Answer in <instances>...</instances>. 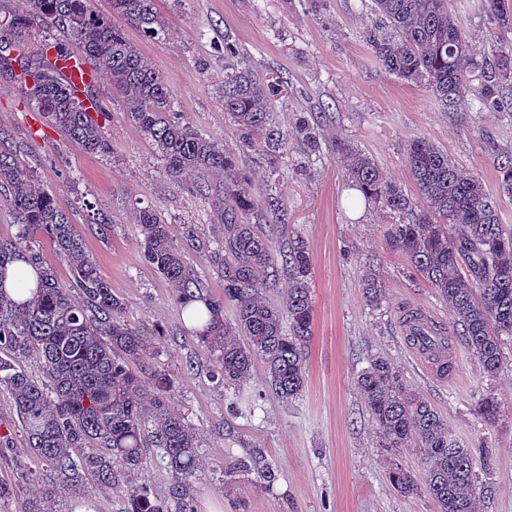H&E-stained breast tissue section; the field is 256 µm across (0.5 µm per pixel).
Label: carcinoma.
<instances>
[{"label": "carcinoma", "instance_id": "cac0c4a2", "mask_svg": "<svg viewBox=\"0 0 512 512\" xmlns=\"http://www.w3.org/2000/svg\"><path fill=\"white\" fill-rule=\"evenodd\" d=\"M110 15L92 0H21L0 20V60L17 65L18 78L30 83L28 100L46 125L87 154H108L111 145L92 115L94 100L63 77L71 53L62 42L44 44L39 61L27 49L36 24L62 32L78 45L75 66L90 76L105 73L125 104L129 119L152 142L163 173L176 184H191L205 199L217 200V247L201 241L196 225L186 224L182 243L171 224L151 206L135 208L144 260L169 283L173 299L192 323L198 345L215 356L211 378L226 387L247 381L255 361L264 364L265 388L281 400L297 397L305 379V350L312 335L313 306L308 280L312 261L306 241L290 240L277 255L252 215L263 206L280 211L283 201L270 188L248 180L245 160L181 121L173 95L151 62L111 21L118 16L148 37L165 35L155 0H110ZM486 16L512 30V9L505 0H484ZM375 17L365 39L373 57L389 74L420 84L450 110L465 104L479 81L477 111L504 108L503 89L512 87V43L492 59L478 60L457 22L450 0H371ZM237 47L224 42V112L237 127L243 150L264 156L274 176L288 155V135L307 153L321 147L318 122L297 114L292 132L274 120L279 84L262 79L238 60ZM348 181L396 218L387 229L391 248L406 257L413 275L425 280L448 303L452 332L460 337L488 377L503 365L505 339L512 338V230L501 224L499 201L479 177L464 175L448 154L431 141L415 139L407 163L421 202L385 180L368 154L336 142ZM499 195L512 198V156L499 163ZM0 205L12 215L17 232L0 237V387L33 457L59 481L73 486L91 476L101 485L125 492L126 512H196L193 483L199 470L195 428L171 410L168 374L155 370L151 390L141 374L149 367L154 344L124 319L126 304L112 292L72 223L33 169L23 165L8 131L0 128ZM45 233L56 261L40 247ZM207 253L224 280L213 294L187 265L184 251ZM22 259L37 271L34 289L22 302L4 296L6 271ZM67 267L65 283L57 264ZM288 268L291 286L285 307L262 293L264 282ZM364 296L379 307L385 286L369 273ZM234 317L224 319V306ZM34 359L42 379L20 363ZM358 389L380 433L381 447L392 454L422 448L428 468L426 490L439 512H475L473 455L452 438L448 423L413 392L387 358L377 356L361 372ZM495 421L501 403L483 396L475 408ZM157 449L167 487L158 494L133 481L146 464L144 448ZM267 482L275 473L260 456L240 461ZM392 486L410 495L418 484L393 464Z\"/></svg>", "mask_w": 512, "mask_h": 512}]
</instances>
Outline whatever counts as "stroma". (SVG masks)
<instances>
[{
  "mask_svg": "<svg viewBox=\"0 0 512 512\" xmlns=\"http://www.w3.org/2000/svg\"><path fill=\"white\" fill-rule=\"evenodd\" d=\"M476 58L491 57L498 37L483 13L482 0H451ZM168 35L157 41L134 25L129 38L163 76L185 121L231 152H240L238 132L224 112V45L234 43L241 59L284 90L275 112L291 128L299 112L323 116V149L304 157L289 141L277 191L283 213L259 209L253 220L269 234L274 250L301 236L312 254L309 291L314 309L306 348L305 384L291 401L266 393L264 368L224 388L210 379L213 356L198 346L189 322L176 307L167 281L147 265L134 221V204L159 209L172 226L197 225L216 236L214 208L171 182L153 146L129 120L107 76H97L91 93L110 154L83 153L56 132L45 137L38 114L25 103V88L0 66V128L19 157L53 191L95 260L102 277L126 303V320L162 330L153 368L169 373L168 402L196 429L202 470L194 482L198 512H437L427 493L420 449H401L404 467L419 485L400 494L388 473L394 457L381 448L376 426L359 393L357 377L369 360L387 356L406 382L436 408L462 447L471 449L479 477L481 512H512V345L496 379L485 378L478 360L449 338L444 378L428 373L402 332L403 319L430 313L442 326L452 314L434 288L412 277L406 258L393 251L385 229L393 217L379 205L354 203L334 144L351 141L408 194L416 188L406 150L427 139L466 173L477 174L490 194L498 192L497 167L512 154V112L448 111L427 89L387 73L371 55L364 33L372 23L361 0H155ZM103 221L91 223L88 208ZM385 285L381 308L368 306L365 271ZM494 393L502 403L498 420L473 414L478 399ZM261 453L276 473L274 484L239 472L238 463ZM0 479L21 485V498L0 504L20 512L23 501L51 495L54 512H73L93 503L96 512H124L115 488L87 478L59 486L33 460L22 431L0 456Z\"/></svg>",
  "mask_w": 512,
  "mask_h": 512,
  "instance_id": "1",
  "label": "stroma"
}]
</instances>
